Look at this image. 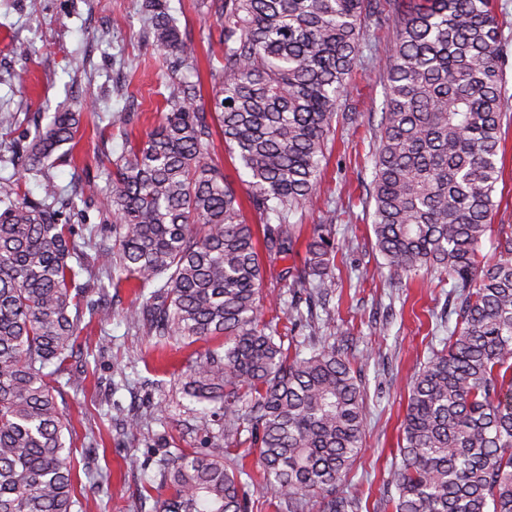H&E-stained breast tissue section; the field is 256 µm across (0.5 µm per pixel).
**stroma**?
Returning a JSON list of instances; mask_svg holds the SVG:
<instances>
[{
	"label": "stroma",
	"instance_id": "obj_1",
	"mask_svg": "<svg viewBox=\"0 0 512 512\" xmlns=\"http://www.w3.org/2000/svg\"><path fill=\"white\" fill-rule=\"evenodd\" d=\"M170 5L195 47L200 70H207V52L218 39L215 20L199 11L197 0ZM144 32L141 0H0V112L19 117L16 126L0 132V185L14 172L8 157L31 140L36 125L77 101L87 105L78 142L46 170L66 193L81 177L104 183L102 159L117 158L125 139H145L167 93L168 77ZM393 39L390 28H367L351 91L333 123L317 198L294 218L305 242L314 225L336 216V288L317 310V328L293 323L288 289L279 278L283 266H302L304 250L288 261L267 263L262 285L265 317L288 335L308 348L333 346L359 358L354 369L366 405L364 450L342 486L358 491L362 512H391L387 501L394 490L387 477L400 461L408 382L447 337L450 310L439 273L423 271L412 279L389 273L371 228L369 188L385 104L378 61L390 53ZM16 42L28 46V55L13 52ZM19 73L26 83L16 81ZM125 112L141 115L126 130L116 123ZM347 112L361 113L360 124L346 123ZM502 136L504 174L493 221L512 225V100L503 112ZM58 206L63 220L74 224L83 251L91 249L90 230L106 235L112 228L101 197L86 196L73 206L62 200ZM96 277L106 289L88 300L104 303L112 317L102 323L83 312L71 374L58 378L63 388L57 402L70 423L66 440L75 456L74 512H156L160 494L147 487L156 460L170 447L206 448L220 428L203 424L201 406L183 391L189 364L207 345L155 350L145 327L126 317L134 293L109 287L108 272L97 271ZM129 415L137 417V428L126 426Z\"/></svg>",
	"mask_w": 512,
	"mask_h": 512
}]
</instances>
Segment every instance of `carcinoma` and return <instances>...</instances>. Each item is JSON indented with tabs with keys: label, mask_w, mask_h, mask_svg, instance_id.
Wrapping results in <instances>:
<instances>
[{
	"label": "carcinoma",
	"mask_w": 512,
	"mask_h": 512,
	"mask_svg": "<svg viewBox=\"0 0 512 512\" xmlns=\"http://www.w3.org/2000/svg\"><path fill=\"white\" fill-rule=\"evenodd\" d=\"M219 26L215 95L201 101L194 47L168 0H144L147 34L169 76L162 120L126 139L106 170L112 238L76 248L54 208L45 162L75 140L80 103L53 113L15 152L0 190V512H74L67 417L51 376L74 353L77 277L94 265L112 287L145 288L129 314L153 345L219 338L190 366L184 394L219 404L218 441L157 461L170 490L159 512H247L231 449L257 448L285 512H360L339 490L363 450L364 401L336 347L308 357L264 321L262 255L286 259L291 217L316 198L327 141L351 88L364 29L395 34L374 161L373 233L390 273L433 268L452 280L455 325L409 383L394 512H512V230L492 224L502 181L503 30L492 0H200ZM246 173L247 202L213 158L215 136ZM42 173L44 197L23 191ZM262 218L247 222L244 206ZM332 222L317 224L303 266L289 267L288 312L326 304L335 282ZM490 243L495 253L485 260Z\"/></svg>",
	"instance_id": "obj_1"
}]
</instances>
